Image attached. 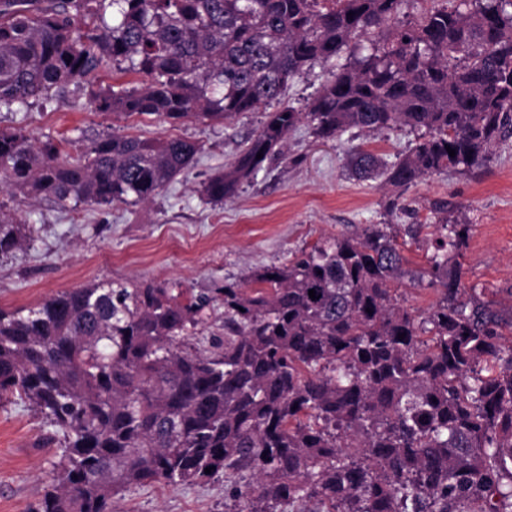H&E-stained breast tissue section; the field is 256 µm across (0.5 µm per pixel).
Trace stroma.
I'll use <instances>...</instances> for the list:
<instances>
[{
  "instance_id": "obj_1",
  "label": "stroma",
  "mask_w": 512,
  "mask_h": 512,
  "mask_svg": "<svg viewBox=\"0 0 512 512\" xmlns=\"http://www.w3.org/2000/svg\"><path fill=\"white\" fill-rule=\"evenodd\" d=\"M260 121L257 112L212 124L105 115L86 91L73 87L22 112L0 109L1 130L48 137L67 152L106 131L186 138L201 147L184 173L135 206L63 210L0 187V212L36 229L21 248L0 255V307L32 306L110 278L179 282L199 294L224 279L281 265L320 238L355 225L425 227L437 220L434 203L443 202L449 223L472 227L460 259L464 287L500 309H512V139L496 146L483 167L418 182L405 194L402 210L391 213L386 202L393 187L381 177H352L346 153L359 146L391 163L409 152L416 132L355 130L342 140L324 141L303 122L289 135L282 158L244 183L234 198L207 202L200 195L202 183L239 153ZM64 446L63 432L27 403H0V512H34ZM235 505L224 480L215 479L193 486L155 483L126 493L114 507L116 512H233Z\"/></svg>"
}]
</instances>
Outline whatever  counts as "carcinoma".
I'll return each instance as SVG.
<instances>
[{"label": "carcinoma", "instance_id": "1", "mask_svg": "<svg viewBox=\"0 0 512 512\" xmlns=\"http://www.w3.org/2000/svg\"><path fill=\"white\" fill-rule=\"evenodd\" d=\"M404 2L57 0L40 11L0 0V108L113 67L140 81L96 92L102 113H262L203 182L211 203L282 156L304 118L323 140L409 128L419 135L398 162L363 149L349 159L357 179L383 175L402 195L512 138V0H448L413 22ZM345 51L354 61L331 67L308 111L274 107L297 75ZM200 151L106 133L71 156L0 130V181L64 209L136 205ZM471 229L434 225L418 284L438 297L422 315L393 288L406 271L392 224L324 237L203 294L106 279L0 308V401L28 403L66 436L37 512H112L147 484L219 476L232 497L250 495L239 512H512V313L461 287ZM34 232L0 212V253ZM215 302L224 342L199 351L188 339Z\"/></svg>", "mask_w": 512, "mask_h": 512}]
</instances>
